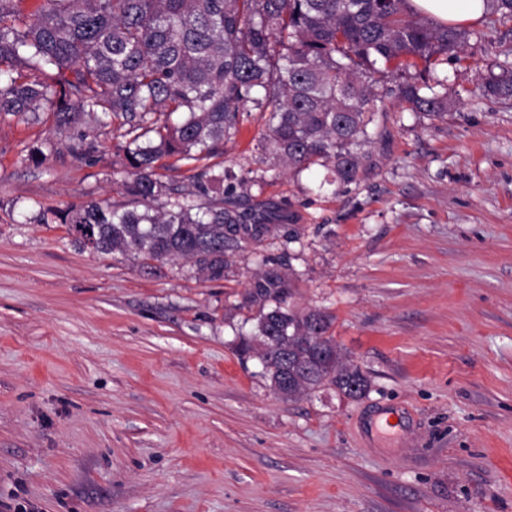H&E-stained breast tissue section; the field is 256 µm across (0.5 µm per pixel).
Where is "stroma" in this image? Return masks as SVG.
I'll return each mask as SVG.
<instances>
[{
  "label": "stroma",
  "mask_w": 512,
  "mask_h": 512,
  "mask_svg": "<svg viewBox=\"0 0 512 512\" xmlns=\"http://www.w3.org/2000/svg\"><path fill=\"white\" fill-rule=\"evenodd\" d=\"M447 63V115L409 111L380 77L355 182L266 162L267 113L224 143L240 209L281 216L223 280L81 246L40 211L123 203L111 129L0 116V512H512V20L473 23ZM96 146L78 161L81 138ZM300 237L288 238L289 225ZM369 379L284 399L241 300L262 257ZM378 407L408 408L416 447L368 443ZM486 96L500 100L512 99V68H503L497 75L491 76L483 83Z\"/></svg>",
  "instance_id": "35a3bbf8"
}]
</instances>
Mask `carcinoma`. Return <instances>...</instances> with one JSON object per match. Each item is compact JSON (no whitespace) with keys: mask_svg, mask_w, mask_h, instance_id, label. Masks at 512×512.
Listing matches in <instances>:
<instances>
[{"mask_svg":"<svg viewBox=\"0 0 512 512\" xmlns=\"http://www.w3.org/2000/svg\"><path fill=\"white\" fill-rule=\"evenodd\" d=\"M20 0H0V115L35 112L55 99L60 126H114L121 138L126 204L90 200L56 218L69 232L88 226L100 253L121 249L142 265L183 258L210 280L224 278L228 257L261 241L274 212L253 214L224 200V138L247 105L269 112L262 148L300 172L330 162L335 178L356 180L357 149L367 140L379 66L429 69L475 31L427 22L409 0H41L31 17ZM50 71L53 82L40 75ZM512 99V68L483 83ZM412 112L451 107L447 79L436 86L398 84ZM174 157L190 166L192 189L157 172ZM166 200L168 209L153 204ZM294 274L272 266L242 299L258 309L256 330L240 349L268 362L264 374L288 398L328 383L350 397L369 387L361 367L341 353L334 317L287 304Z\"/></svg>","mask_w":512,"mask_h":512,"instance_id":"1","label":"carcinoma"}]
</instances>
